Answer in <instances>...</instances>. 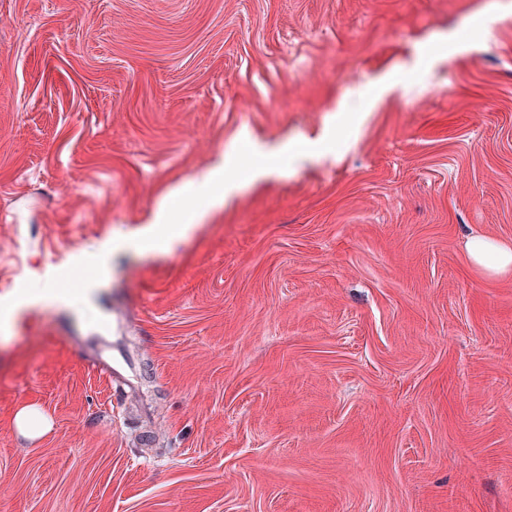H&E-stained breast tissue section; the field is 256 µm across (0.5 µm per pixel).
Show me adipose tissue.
Instances as JSON below:
<instances>
[{
	"mask_svg": "<svg viewBox=\"0 0 512 512\" xmlns=\"http://www.w3.org/2000/svg\"><path fill=\"white\" fill-rule=\"evenodd\" d=\"M319 151L316 145L289 142L275 152H253L252 161L245 168L240 167L238 160H227L224 166L209 172L200 182L172 193L169 205L139 240V249L147 252L164 250L171 241L184 237L197 217L222 204L225 196L239 188L243 181L279 169L281 158L313 155Z\"/></svg>",
	"mask_w": 512,
	"mask_h": 512,
	"instance_id": "ef3b65f1",
	"label": "adipose tissue"
}]
</instances>
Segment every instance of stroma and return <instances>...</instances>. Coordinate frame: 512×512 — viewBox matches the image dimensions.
<instances>
[{
    "instance_id": "obj_1",
    "label": "stroma",
    "mask_w": 512,
    "mask_h": 512,
    "mask_svg": "<svg viewBox=\"0 0 512 512\" xmlns=\"http://www.w3.org/2000/svg\"><path fill=\"white\" fill-rule=\"evenodd\" d=\"M330 130L138 249L240 139ZM476 236L512 246V0H0V304L84 271L0 331V512H512ZM15 427L25 436L37 438L48 433L52 424L48 416L39 408L26 406L15 416Z\"/></svg>"
}]
</instances>
